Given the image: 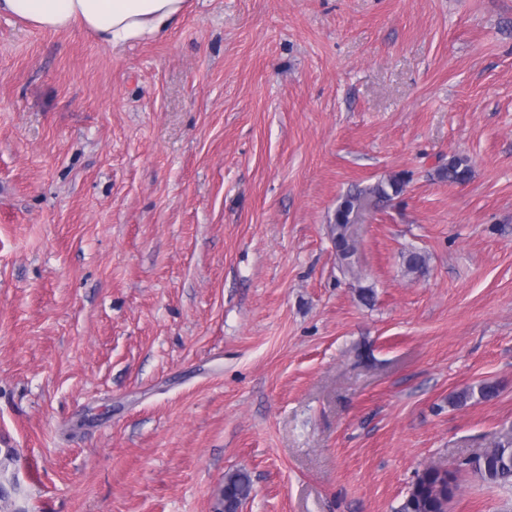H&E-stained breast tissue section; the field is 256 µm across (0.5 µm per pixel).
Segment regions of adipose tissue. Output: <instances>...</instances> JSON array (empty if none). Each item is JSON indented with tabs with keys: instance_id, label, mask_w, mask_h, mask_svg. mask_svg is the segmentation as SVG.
Returning a JSON list of instances; mask_svg holds the SVG:
<instances>
[{
	"instance_id": "adipose-tissue-1",
	"label": "adipose tissue",
	"mask_w": 512,
	"mask_h": 512,
	"mask_svg": "<svg viewBox=\"0 0 512 512\" xmlns=\"http://www.w3.org/2000/svg\"><path fill=\"white\" fill-rule=\"evenodd\" d=\"M188 0H0V14L40 30L80 26L104 46L164 36L186 11Z\"/></svg>"
}]
</instances>
